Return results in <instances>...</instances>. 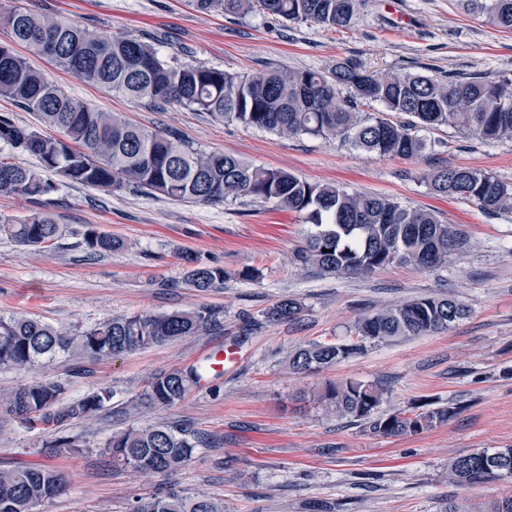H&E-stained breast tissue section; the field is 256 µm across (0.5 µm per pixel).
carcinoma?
Here are the masks:
<instances>
[{
  "label": "carcinoma",
  "mask_w": 512,
  "mask_h": 512,
  "mask_svg": "<svg viewBox=\"0 0 512 512\" xmlns=\"http://www.w3.org/2000/svg\"><path fill=\"white\" fill-rule=\"evenodd\" d=\"M202 12L246 16L257 12L293 23L351 27L367 0H194ZM461 9L492 27L512 31V0H459ZM12 44H23L74 77L153 106H177L226 123L281 136L341 139L353 148L382 157L413 159L427 147L421 130L453 128L482 143L512 139V79L491 81L410 72L364 75L342 63L330 72L280 68L242 75L204 63L168 61L151 40L132 35L100 36L52 16L15 9L0 17ZM0 43V98L39 114L58 130L45 136L0 113V142L36 158L39 169L0 158V194L42 201L59 189L44 176L52 172L73 183L111 192L133 190L193 203L249 198L298 214L313 227L295 253L301 267L336 275L370 276L392 265L433 268L466 244L463 231L442 223L430 210L405 207L379 195L352 193L343 187L312 184L277 168L254 167L238 157L207 152L181 143L169 132L148 130L119 115L101 112L63 92L45 73ZM377 103L380 112H363ZM433 194L477 203L495 214L512 211V186L470 167L436 170L427 175ZM3 229L17 243L39 248L58 236L59 225L47 213H35ZM89 253L123 248L120 240L89 226ZM185 284L200 293L224 285V267L185 256ZM302 304L284 298L262 313L270 323L292 321ZM469 314L453 296H427L394 304L358 319L357 340L313 342L288 356L297 373L329 367L361 354L368 343L424 336L448 330ZM218 323L217 312L201 308L157 315L131 314L67 334L24 315L0 317V367H44L60 354L113 358L192 336ZM200 378V371L173 370L155 375L133 407L171 408ZM62 383L36 377L8 393L0 407L28 423L51 410L52 426L62 428L89 418L112 398L109 389L61 404ZM384 389L360 380L330 383L318 396L328 410L361 423L372 434L398 437L421 433L457 414L453 403L418 414L382 413ZM196 440L187 426L158 424L110 436L101 454L115 469L174 473L191 459ZM83 448L59 437L42 453L75 455ZM448 478L476 486L512 480V448H482L452 458ZM65 475L46 465L0 470V512H34L41 503L66 491ZM134 512H224L221 500L170 491Z\"/></svg>",
  "instance_id": "1"
}]
</instances>
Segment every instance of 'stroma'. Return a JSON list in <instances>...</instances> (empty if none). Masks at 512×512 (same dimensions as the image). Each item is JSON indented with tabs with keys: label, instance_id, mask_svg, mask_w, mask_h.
<instances>
[{
	"label": "stroma",
	"instance_id": "1",
	"mask_svg": "<svg viewBox=\"0 0 512 512\" xmlns=\"http://www.w3.org/2000/svg\"><path fill=\"white\" fill-rule=\"evenodd\" d=\"M19 7L105 36H160L164 57L239 74L329 71L348 63L368 74L512 78V32L462 13L457 0H370L351 28L259 14L230 18L198 11L188 0H0V15ZM28 58L66 93L102 111L311 183L435 209L468 239L462 253L434 268L391 266L369 278L338 277L294 264L309 227L270 205L186 203L70 182L41 203L0 195V227L43 211L61 231L35 248L0 230V316L22 312L67 333L133 313L209 307L220 319L173 343L100 361L65 356L45 366L47 377L65 384L64 402L101 388L113 392L96 416L67 428L84 445L81 455L46 459L38 450L55 431L0 409V468L49 463L68 477L66 492L36 512H132L171 490L208 494L223 500L226 512H444L450 503L483 508L512 495L510 481L467 487L448 478L453 457L512 447V212L489 214L468 200L438 197L426 180L437 169L466 166L512 184V142L484 144L443 127L423 131L427 149L417 158L381 157L338 139L286 138L175 106L154 110L36 53ZM90 226L122 238L124 250L88 254L83 234ZM187 253L224 266L223 287L202 295L185 285ZM248 266L260 268L262 278L237 279ZM448 293L470 309L448 332L370 344L318 372L297 374L285 361L296 347L347 339L366 313ZM285 297L302 303L300 319L262 322L263 312ZM250 317L260 326H248ZM232 344L238 363L193 387L182 403L126 413L154 375L198 366ZM346 379L382 385L380 409L387 413L413 414L431 401L452 402L459 412L418 434L381 437L315 401L327 383ZM160 422L187 424L199 438L177 473L119 472L100 456L112 432Z\"/></svg>",
	"mask_w": 512,
	"mask_h": 512
}]
</instances>
